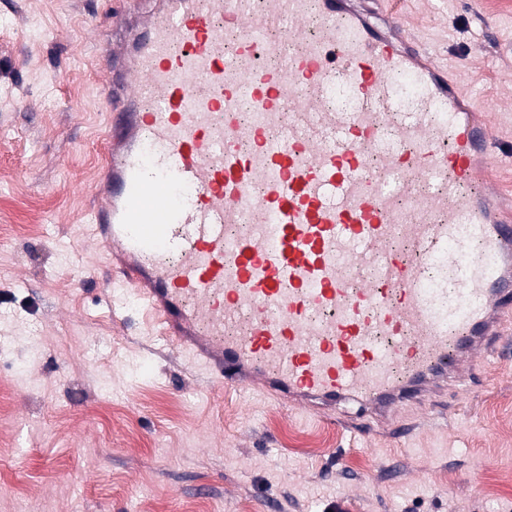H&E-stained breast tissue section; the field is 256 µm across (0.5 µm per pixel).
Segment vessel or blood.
<instances>
[{"mask_svg":"<svg viewBox=\"0 0 512 512\" xmlns=\"http://www.w3.org/2000/svg\"><path fill=\"white\" fill-rule=\"evenodd\" d=\"M122 2L93 240L166 342L216 387L361 400L382 420L497 351L512 210L490 179L495 124L399 15L366 20L356 0ZM401 79L418 110L392 129ZM340 87L350 107L334 104ZM245 104L260 123L242 121ZM427 177L436 191L420 190Z\"/></svg>","mask_w":512,"mask_h":512,"instance_id":"b4317fda","label":"vessel or blood"}]
</instances>
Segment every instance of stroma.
Wrapping results in <instances>:
<instances>
[{"mask_svg": "<svg viewBox=\"0 0 512 512\" xmlns=\"http://www.w3.org/2000/svg\"><path fill=\"white\" fill-rule=\"evenodd\" d=\"M113 0H0V512H512V350L399 431L213 388L114 307L88 213L109 125ZM408 31L512 144V5L398 0ZM44 345L26 381L22 327ZM152 366L137 377L130 355Z\"/></svg>", "mask_w": 512, "mask_h": 512, "instance_id": "35a3bbf8", "label": "stroma"}]
</instances>
